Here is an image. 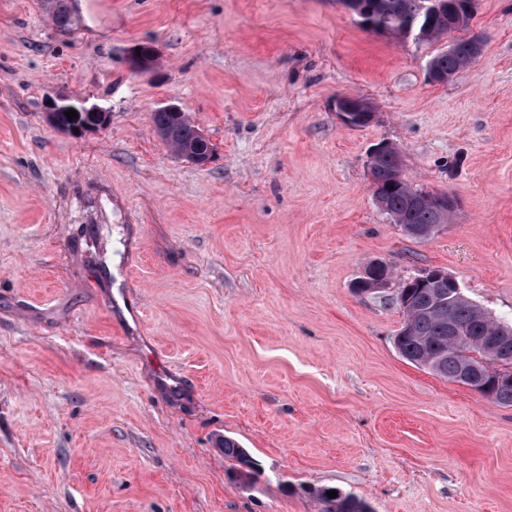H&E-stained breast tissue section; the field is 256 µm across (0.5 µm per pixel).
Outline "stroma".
Instances as JSON below:
<instances>
[{
  "label": "stroma",
  "instance_id": "35a3bbf8",
  "mask_svg": "<svg viewBox=\"0 0 512 512\" xmlns=\"http://www.w3.org/2000/svg\"><path fill=\"white\" fill-rule=\"evenodd\" d=\"M0 0V512H512V407L407 362L363 267L439 268L512 320V0H477V61L399 40L341 0ZM154 43L155 73L123 57ZM377 107L344 127L341 96ZM108 124L54 130L47 98ZM187 112L211 161L153 112ZM459 201L431 238L375 203L367 156ZM261 464L229 476L222 442ZM473 53V45L468 39H459L453 43V46L431 59L434 67L440 71H459L465 67L471 65L476 58H471L467 60L464 64V61L469 58ZM428 72L430 78L433 82L444 84L450 80L455 73H444L440 71H436L432 68L431 64H428ZM47 101H52V104H47ZM46 101L45 106V116L53 121L54 112H60L55 115L54 125L58 131L66 133V131L72 126L82 125L88 117L86 113L83 112H91L94 115H100L104 118V121L99 124H89L84 127L77 128L78 133H74L72 129V133L75 136H82L91 130H95L101 128L106 125L105 119L108 116V111L99 106L98 104H88L87 100L81 99H70L67 97H50ZM76 101V102H73ZM69 109H74L77 111L78 118L73 119V121H69L67 116L65 115V111ZM169 111L165 108H158L153 112V123L157 134L171 147L176 154L186 151L210 150L212 147L205 135L198 131L201 140L197 136L196 126L181 108L175 105H168ZM224 457L235 462L233 474L237 469H239L242 465L246 464L248 460H250L252 462V468L247 470L246 473L241 474L243 477L242 480L245 484L249 485H252L256 482V478L258 476V469H256L257 462L250 455L248 450L246 448H241L239 443L233 438H224ZM330 490H336V498H328L327 491ZM313 495L329 505L326 512H373L363 499L353 494H344L335 488L314 489Z\"/></svg>",
  "mask_w": 512,
  "mask_h": 512
}]
</instances>
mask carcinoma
<instances>
[{
    "label": "carcinoma",
    "mask_w": 512,
    "mask_h": 512,
    "mask_svg": "<svg viewBox=\"0 0 512 512\" xmlns=\"http://www.w3.org/2000/svg\"><path fill=\"white\" fill-rule=\"evenodd\" d=\"M360 2L376 29L399 38L407 37L406 27L410 24L417 29L428 25L429 34L437 38L448 32L449 21L457 20L467 25L472 19V14L464 10L460 0H447L446 8L431 16L427 9L429 0ZM49 14L56 30L73 29L74 16L70 14L67 0H54ZM472 53L470 40L459 39L451 48L434 56L431 62L440 71H459ZM153 123L157 134L177 154L211 148V144L198 138V126L184 112L160 108L153 112ZM400 168V151L395 149L387 152L373 171L379 197L393 222L405 232L412 227L432 231L450 223L454 212L440 213L421 202L420 192L423 188L406 180L399 182L392 179L393 172ZM399 287L406 292L407 300L400 305L404 322L394 338V345L405 360L450 382L457 381L458 360L461 358L477 356L488 361L512 362V342L495 347L484 343V336L493 328L512 337V324L491 316L470 299L455 295L446 288H409L404 281L399 282ZM451 324L466 326V335L469 336L455 355L448 353V348L455 346L457 341L448 330ZM487 399L500 406H512V386H491ZM224 457L235 462L237 469L252 461V468L242 477L246 484L256 482L257 462L253 461L247 449L230 437L224 438ZM312 494L328 504L326 512H373L366 501L353 494L339 491L336 497L330 498L325 488L314 489Z\"/></svg>",
    "instance_id": "carcinoma-1"
}]
</instances>
